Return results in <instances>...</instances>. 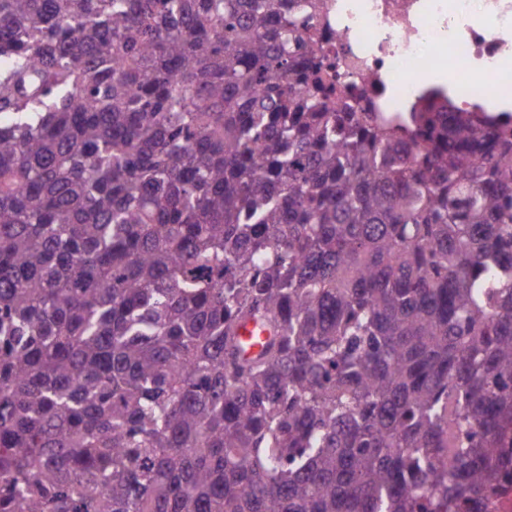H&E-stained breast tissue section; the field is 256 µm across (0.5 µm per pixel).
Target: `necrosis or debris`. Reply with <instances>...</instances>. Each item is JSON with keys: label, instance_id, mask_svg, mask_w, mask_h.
<instances>
[{"label": "necrosis or debris", "instance_id": "4bbe7bcc", "mask_svg": "<svg viewBox=\"0 0 512 512\" xmlns=\"http://www.w3.org/2000/svg\"><path fill=\"white\" fill-rule=\"evenodd\" d=\"M317 28L356 111L402 114L445 73L460 110L512 97V0H324Z\"/></svg>", "mask_w": 512, "mask_h": 512}]
</instances>
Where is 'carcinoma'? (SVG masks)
Returning a JSON list of instances; mask_svg holds the SVG:
<instances>
[{
	"label": "carcinoma",
	"mask_w": 512,
	"mask_h": 512,
	"mask_svg": "<svg viewBox=\"0 0 512 512\" xmlns=\"http://www.w3.org/2000/svg\"><path fill=\"white\" fill-rule=\"evenodd\" d=\"M322 6L0 0V512H475L512 469V117L329 111Z\"/></svg>",
	"instance_id": "cac0c4a2"
}]
</instances>
